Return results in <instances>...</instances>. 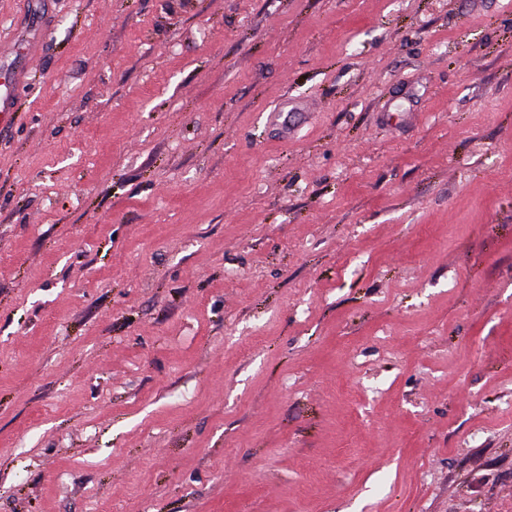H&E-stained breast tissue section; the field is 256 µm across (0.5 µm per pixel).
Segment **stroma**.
<instances>
[{
	"mask_svg": "<svg viewBox=\"0 0 512 512\" xmlns=\"http://www.w3.org/2000/svg\"><path fill=\"white\" fill-rule=\"evenodd\" d=\"M18 66L0 512H512V0H0Z\"/></svg>",
	"mask_w": 512,
	"mask_h": 512,
	"instance_id": "1",
	"label": "stroma"
}]
</instances>
